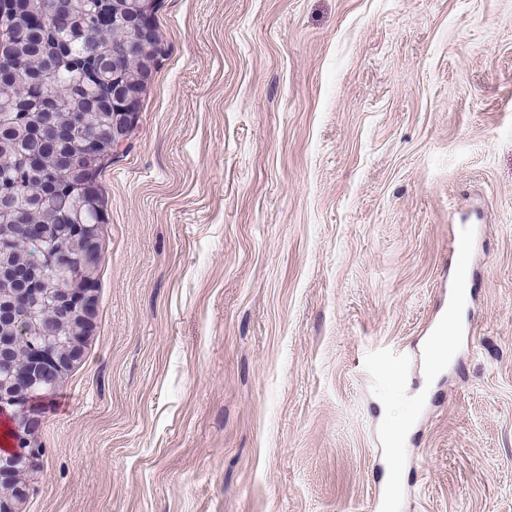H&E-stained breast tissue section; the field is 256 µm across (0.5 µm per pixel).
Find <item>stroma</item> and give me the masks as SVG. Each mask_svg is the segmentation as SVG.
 I'll return each mask as SVG.
<instances>
[{"label": "stroma", "instance_id": "35a3bbf8", "mask_svg": "<svg viewBox=\"0 0 512 512\" xmlns=\"http://www.w3.org/2000/svg\"><path fill=\"white\" fill-rule=\"evenodd\" d=\"M155 20L98 177L94 329L39 408L21 512H512V0H158ZM464 291L455 293L453 299L448 303V311L451 312L452 321L455 323L456 329L454 334L437 329L434 336L427 339L426 347L427 370L430 377L441 372L451 362L453 355V345L459 325L462 322L463 313V295ZM412 418L404 417L393 425L387 432V441L390 447L391 459L387 478L392 486H398L404 479L401 464L402 445L412 428Z\"/></svg>", "mask_w": 512, "mask_h": 512}]
</instances>
